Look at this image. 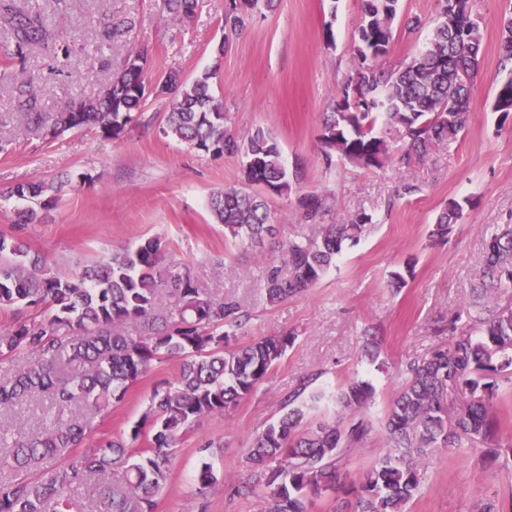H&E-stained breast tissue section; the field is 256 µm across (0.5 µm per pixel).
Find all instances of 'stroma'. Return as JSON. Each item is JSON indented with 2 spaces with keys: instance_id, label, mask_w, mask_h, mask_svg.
<instances>
[{
  "instance_id": "35a3bbf8",
  "label": "stroma",
  "mask_w": 512,
  "mask_h": 512,
  "mask_svg": "<svg viewBox=\"0 0 512 512\" xmlns=\"http://www.w3.org/2000/svg\"><path fill=\"white\" fill-rule=\"evenodd\" d=\"M21 3L38 9L55 44L71 50L66 59L56 56L55 45L39 44L28 53L22 77L40 87L46 112L73 97L95 99L127 57L144 49L155 76L175 68L191 80L216 70L212 92L235 134L244 139L259 128L272 133L294 176L287 195L270 199L275 239L242 245L225 238L207 201L240 185L243 160L191 150L164 136L169 98L147 95L119 138L89 128L45 140L22 120L13 82H0V235L22 239L31 253L46 257L49 271L65 276L114 249L156 238L165 246L166 265L189 270L214 297L233 298L249 313L242 341L295 333L268 378L228 417H202L179 436L154 512H263L260 495L232 497L223 483L246 482L241 460L252 437L314 373L316 389L326 395L353 377L374 385L376 402L368 411L377 421L374 432L345 461L353 476L368 468L386 451L378 421L401 383L400 364L447 345L449 320L466 314L478 295L488 237L497 225L512 223V115L493 109L499 19L512 11V0L477 2L484 41L466 132L404 162L401 131L378 123L377 135L392 147L380 168L337 159L325 164L320 140L337 87L356 67L362 0H275L273 9L254 12L230 38L223 29L226 0H199L188 21L169 14L164 0ZM107 16L130 27L104 45L99 23ZM90 55L95 64L88 71L83 62ZM41 181L63 182L59 205L24 223L21 204L8 193ZM312 192L328 198L322 223L343 224L366 213L375 227L358 245L344 247L309 291L268 304L261 283L274 244L304 231L299 200ZM451 199L460 202L463 217L448 236H433L435 218ZM394 271L406 279L396 294L387 286ZM369 340L378 346V361L365 352ZM177 378V360L153 362L121 401L90 416L86 447L127 435L147 413L154 388ZM204 456L220 483L199 499L191 476ZM423 472V490L407 512H477L483 502L512 512V466L487 465L478 447L430 456Z\"/></svg>"
}]
</instances>
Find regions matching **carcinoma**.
<instances>
[{"mask_svg": "<svg viewBox=\"0 0 512 512\" xmlns=\"http://www.w3.org/2000/svg\"><path fill=\"white\" fill-rule=\"evenodd\" d=\"M364 13L353 53L356 77L338 89L334 112L326 118L321 141L324 155L362 167L380 168L389 158L388 142L375 135L379 119L402 130L405 157L421 154L436 143H450L470 121L472 91L483 45L475 19L476 0H438L426 46L401 67L377 69V55L388 54L400 16V0H363ZM171 14L190 18L198 0H166ZM249 15L235 7L224 11V31H243ZM0 26L11 41L0 53V78L24 66L30 45L50 42L52 33L41 14L22 9L15 0H0ZM500 71L507 76L495 89L493 110L512 112V12L499 20ZM146 52L127 58L125 67L103 86L85 111L63 107L45 115L39 90L30 82L16 84V96L28 127L53 139L82 128L97 127L117 138L144 103ZM215 72L191 81L173 77L163 94L171 96L163 132L188 147L243 158L242 186L212 194L209 209L224 225V237L261 244L273 237L274 216L267 198L292 189L279 142L263 129L240 140L228 124L224 104L211 91ZM60 188L34 182L15 186L10 195L24 202L19 217L34 222L38 214L57 208ZM310 233L279 242L275 259L265 269L263 290L269 304L311 288L336 261L346 244L356 245L371 230L372 217L359 215L348 224H318L324 198H301ZM463 216L450 200L438 213L432 234L444 237ZM162 242L148 239L135 249L120 248L76 276L45 270L38 256L15 238L0 237V308L41 310V319H19L0 331L1 356H32L17 375L0 379V411L33 400L47 405L54 425L25 442L0 428V512H71V487L92 479L97 512H153L167 480L171 450L180 434L204 415L230 414L270 374L294 339V333L239 342L248 314L230 299H216L187 271L160 269ZM486 293L512 292V226L506 225L486 244L481 272ZM175 305L159 313L165 295ZM144 323L145 336H126L124 324ZM478 334L457 333L448 323V346L399 369L402 379L383 418L388 449L358 475L354 500L336 512H406L422 488L420 463L438 450L479 443L485 459L502 454L499 425L492 410L498 386L494 377L512 370V308L498 309L479 320ZM180 360L175 383L154 390L150 413L127 436L102 439L88 452L75 453L86 437L85 411H103L150 370L152 362ZM465 390L455 418L448 419V388ZM301 387L282 402L275 420L253 439L245 455L246 488H262L264 512H309L316 493L342 487L348 452L361 448L374 431L364 410L375 391L367 381L351 379L333 395L341 413L333 420L304 422L305 411L324 394H305ZM61 458L37 470L46 459ZM281 466L269 469L270 460ZM218 482L213 462L201 459L193 475L196 496L204 497Z\"/></svg>", "mask_w": 512, "mask_h": 512, "instance_id": "cac0c4a2", "label": "carcinoma"}]
</instances>
